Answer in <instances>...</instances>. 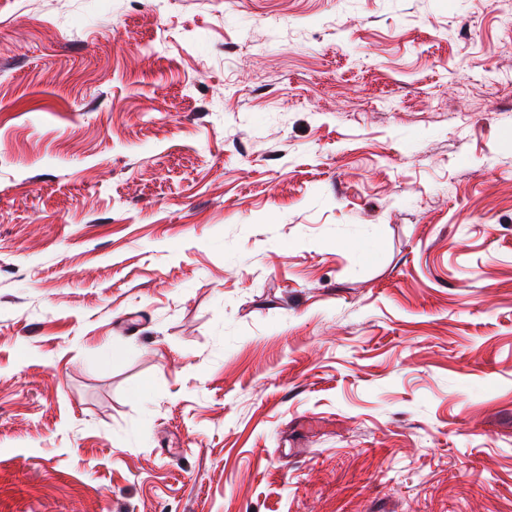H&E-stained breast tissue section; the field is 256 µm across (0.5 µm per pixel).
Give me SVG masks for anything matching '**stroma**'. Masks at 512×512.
I'll list each match as a JSON object with an SVG mask.
<instances>
[{"label":"stroma","instance_id":"35a3bbf8","mask_svg":"<svg viewBox=\"0 0 512 512\" xmlns=\"http://www.w3.org/2000/svg\"><path fill=\"white\" fill-rule=\"evenodd\" d=\"M512 0H0V512H512Z\"/></svg>","mask_w":512,"mask_h":512}]
</instances>
